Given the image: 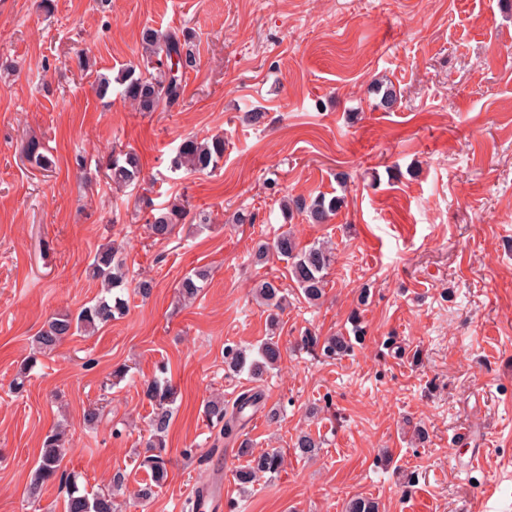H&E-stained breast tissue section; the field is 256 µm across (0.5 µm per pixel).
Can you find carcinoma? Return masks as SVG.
<instances>
[{
  "mask_svg": "<svg viewBox=\"0 0 512 512\" xmlns=\"http://www.w3.org/2000/svg\"><path fill=\"white\" fill-rule=\"evenodd\" d=\"M141 45L144 53V67L148 73L137 71L133 66L125 70L119 77L120 97L138 112H165L180 101L183 93L179 75H171L165 67V61L178 59V68L191 64L190 56L183 55L185 44L178 33L159 34L158 31L146 27L142 30ZM24 154L27 160L42 169L50 164L47 149L36 138L26 141ZM224 158V137L215 135L199 138L189 136L180 142L171 159V168L187 173L212 172L217 169ZM105 178L118 187H128L141 180V170L137 158L131 151H111L105 165ZM344 198L333 196L326 198L318 195L312 199L297 196L284 200L285 211L303 213L311 224H326L342 207ZM151 216L146 219L149 235L156 242L169 240L184 223L188 212L185 206L172 203L163 208L150 210ZM274 252L286 262L289 278L296 284L303 299L315 304L325 295L326 275L334 262V251L321 244H313L305 249L298 248L294 235L284 231L276 235L273 242L258 244L256 257L261 261L269 252ZM88 275L102 285V291L88 304L73 314L69 311L52 314L42 328L33 337L34 351L23 359L14 379L17 389L24 387L30 372L38 362V356L53 352L69 336L79 333L90 334L105 327L126 315L129 309V281L122 247L112 241L101 246L88 265ZM206 273L197 271L184 277L177 286L179 298L192 301L201 292L199 282L205 280ZM255 298L273 310L269 314L270 325L278 324L276 311L282 309L286 301L282 288L273 280L261 282L256 289ZM353 336L338 334L320 339L312 332L301 337L303 349L321 351V355L334 359L348 354L353 349V341L361 340L363 328L360 318L351 316ZM281 360L279 342L269 337L258 345L254 354L246 350L228 346L224 348V363L232 373L245 372L252 380H260L270 369ZM144 395L152 406L149 418L151 439L147 443V455L141 465L148 468L155 485L164 483L168 477L166 433L173 415L178 392L172 382L156 376L145 383ZM262 395L258 391H246L235 400L232 408L224 406V401L211 399L205 404V414L215 423L221 425L217 438L233 439L249 419L247 410L259 407ZM293 448L295 454L304 459L318 456L321 442L310 433L297 435ZM239 450L250 457L247 466L236 470L235 479L241 487L255 483L265 475L277 474L283 466L284 455L280 450L272 448L254 454L248 442L243 441ZM67 451L62 433L55 430L48 433L42 442L37 467L31 474L28 487L29 497L38 500L42 489L58 479L66 481L65 512H116L117 506L112 490H120L125 484L126 476L117 472L112 477V489L107 492L90 493L86 488L79 487L76 478L64 476L61 463ZM345 512H378L375 501L356 496L349 500Z\"/></svg>",
  "mask_w": 512,
  "mask_h": 512,
  "instance_id": "cac0c4a2",
  "label": "carcinoma"
}]
</instances>
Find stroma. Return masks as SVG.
<instances>
[{
    "mask_svg": "<svg viewBox=\"0 0 512 512\" xmlns=\"http://www.w3.org/2000/svg\"><path fill=\"white\" fill-rule=\"evenodd\" d=\"M147 26L193 33L168 112L135 111L115 83L141 64ZM101 74L114 80L103 99ZM382 83L397 93L393 109L380 104ZM214 134L225 143L218 169L170 170L182 138ZM31 138L50 168L22 157ZM115 145L144 176L120 191L96 165ZM320 193L345 199L329 223L284 215L281 197ZM144 195L183 201L211 227L187 222L154 242ZM242 210L253 223H237ZM287 229L300 245L334 248L318 304L284 261L253 260ZM114 239L149 298L132 297L95 335L68 337L13 390L47 318L97 295L85 269ZM194 270L208 279L184 305L176 287ZM265 279L288 292L273 333L252 296ZM355 312L364 336L349 355L300 349L305 331L348 333ZM271 333L282 359L263 380L228 372L225 346L251 349ZM163 364L179 393L168 479L142 503L143 386ZM251 388L262 401L242 436L257 452L283 449L285 464L242 490L238 444L216 441L203 409ZM100 400L104 417L88 427L84 411ZM61 421L62 467L79 485L105 490L127 473L121 512H177L203 487L223 489L224 512H344L357 494L379 512H512V0H0V512H65L58 484L38 504L27 498ZM464 429L472 437L458 441ZM302 431L322 442L314 459L290 450ZM475 437L482 459L460 471Z\"/></svg>",
    "mask_w": 512,
    "mask_h": 512,
    "instance_id": "obj_1",
    "label": "stroma"
}]
</instances>
